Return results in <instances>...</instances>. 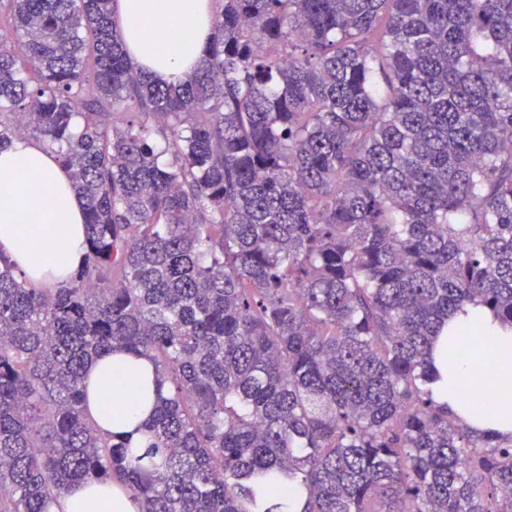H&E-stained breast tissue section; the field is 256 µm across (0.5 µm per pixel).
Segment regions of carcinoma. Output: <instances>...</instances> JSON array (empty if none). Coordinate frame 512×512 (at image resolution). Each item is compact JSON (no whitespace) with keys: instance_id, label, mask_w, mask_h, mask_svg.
I'll use <instances>...</instances> for the list:
<instances>
[{"instance_id":"cac0c4a2","label":"carcinoma","mask_w":512,"mask_h":512,"mask_svg":"<svg viewBox=\"0 0 512 512\" xmlns=\"http://www.w3.org/2000/svg\"><path fill=\"white\" fill-rule=\"evenodd\" d=\"M194 74L130 61L112 0H0V149L84 199L53 288L0 255V512H512V441L429 385L478 299L512 324V0H215ZM25 131L16 129L18 116ZM116 349L143 441L88 413ZM67 512H135L127 492L115 485L87 480L72 486L61 499Z\"/></svg>"}]
</instances>
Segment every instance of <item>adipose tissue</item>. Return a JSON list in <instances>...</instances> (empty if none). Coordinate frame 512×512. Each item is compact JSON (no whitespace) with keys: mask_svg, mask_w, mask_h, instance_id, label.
I'll return each instance as SVG.
<instances>
[{"mask_svg":"<svg viewBox=\"0 0 512 512\" xmlns=\"http://www.w3.org/2000/svg\"><path fill=\"white\" fill-rule=\"evenodd\" d=\"M214 0H114L112 19L132 61L160 82L190 76L213 32ZM85 208L68 173L37 141L0 150V252L36 285L77 269L86 251ZM435 401L472 431L512 439V325L479 301L464 304L437 336ZM151 365L113 352L85 372L90 411L102 429L136 432L148 418L140 386ZM136 410H116L118 400ZM64 512H136L127 492L87 480L63 496Z\"/></svg>","mask_w":512,"mask_h":512,"instance_id":"ef3b65f1","label":"adipose tissue"}]
</instances>
